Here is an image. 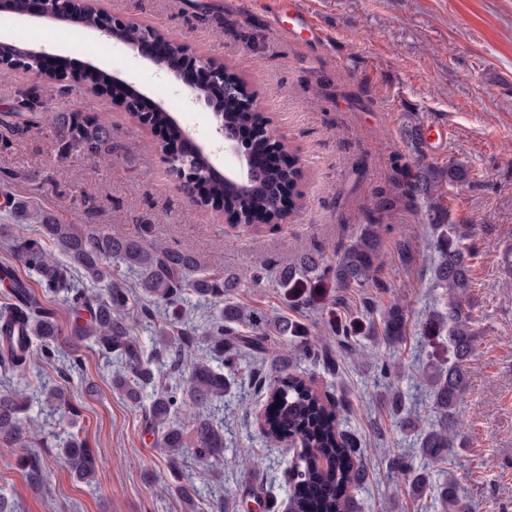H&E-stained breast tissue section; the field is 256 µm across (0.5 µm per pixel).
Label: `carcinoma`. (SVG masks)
<instances>
[{"mask_svg": "<svg viewBox=\"0 0 512 512\" xmlns=\"http://www.w3.org/2000/svg\"><path fill=\"white\" fill-rule=\"evenodd\" d=\"M102 12L76 8L74 20L81 28L100 24ZM30 48L15 43H0V72L27 70L35 66ZM77 81L95 95L107 93L112 101L123 100V89L113 86L112 76L104 69L81 72ZM202 93L221 100L224 125L252 129L260 122L256 112H245L238 102L224 96V88L208 85ZM131 119L154 127L171 128L169 113H129ZM58 156L83 152L96 158L112 155L110 123L104 115L61 112L50 115ZM179 155L190 162L202 182L196 194L207 204H218L224 212L236 211L237 199L248 204L251 226L274 224L281 216L275 204L289 191V211L299 207L302 173L292 162L276 165L248 183H226L209 174L210 162L185 142L176 145ZM467 179L466 168L454 161L445 168L421 166L406 181L400 194L383 192L370 210L368 222L349 243L330 259L317 252L304 253L297 264L281 269L275 286L283 291L302 288L313 278L332 279L339 288H381L378 279L382 227L385 215L405 199H422L425 216L434 229L437 260L431 267L434 287L443 289L445 311L435 312L425 322L426 330L448 328V344L453 361L426 377L430 387L433 423L420 430L416 455L437 462L455 448L452 433L455 411L466 389V362L479 332L475 328L471 298L472 248L464 241L471 237L468 224H450L444 204L445 187ZM7 251L26 272L37 277L40 287L62 298L74 317L70 332L60 324L57 309L46 304L11 266L0 268V281L8 284V303L0 309V366L16 377L17 385L0 391V438L26 442L29 434L22 426L21 414L28 407L27 376L35 355L46 361L62 357L69 372L83 370L80 346L92 342L99 351L115 359L118 371L111 377L112 389L137 405L146 425L161 434L160 449L171 458L173 481L166 484L169 494L181 504L183 512H194V486L183 482L179 465L191 458L198 462L215 459L224 452V424L202 413V409L224 400L236 384V371L249 359L271 360L267 389L266 442L291 437L301 443L298 462L293 468L290 500L293 512H363V504L353 490L364 481L365 463L355 457V440L342 428L343 399L335 401L321 395L307 380L291 371L288 359L269 343L270 337L283 338L305 361L335 370L331 352L312 330L285 315L271 316L250 305L232 300L241 277L230 270L207 272L190 251L174 248L153 239L152 225L140 224L133 235L89 233L79 224H60L48 218L33 237L16 235L6 242ZM131 274L143 290L144 301L136 302L126 275ZM90 282L103 288L99 294L84 287ZM195 300L219 307L206 320L202 333L187 327L185 304ZM162 305L161 322L153 306ZM150 319L155 347L145 351L134 338L135 329ZM334 336L344 342L364 335L374 343L394 347L403 341L408 329L405 307L390 305L380 325L373 322H343L330 315ZM178 356L180 380L164 381V359L170 351ZM217 361L224 369H216ZM43 402L69 415L77 416L64 390L44 387ZM392 414L401 427L415 423L403 416L401 394H390ZM191 426L192 439L186 441L184 424ZM60 459L71 473L89 483L97 468V456L86 443L73 439L60 448ZM388 479L396 485L407 484L416 496L429 495L446 512H465L456 483L449 474L435 481L425 467H417L408 458L395 455L389 460Z\"/></svg>", "mask_w": 512, "mask_h": 512, "instance_id": "cac0c4a2", "label": "carcinoma"}]
</instances>
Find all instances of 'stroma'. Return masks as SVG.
<instances>
[{"label": "stroma", "mask_w": 512, "mask_h": 512, "mask_svg": "<svg viewBox=\"0 0 512 512\" xmlns=\"http://www.w3.org/2000/svg\"><path fill=\"white\" fill-rule=\"evenodd\" d=\"M326 40L306 32L282 35L265 0H101L108 13L160 27L197 53L228 63L244 77L299 159L304 173L303 206L277 228L229 224L222 207L195 205L168 173L156 151L159 129L131 123L106 98L70 80L37 78L24 71L0 77V121L16 126L0 144V225L35 233L43 215L77 221L86 230L134 234L149 224L154 236L194 252L210 269L240 275L260 263L294 265L302 252L334 249L349 242L380 192L398 193L420 165L461 162L465 182L453 186L448 221L474 227L479 253L472 263L473 315L479 334L467 365V387L456 409L457 449L447 470L468 512H512V0H303ZM0 34L40 48L73 37L72 23L24 20L0 12ZM96 65L149 92L224 168L230 155L213 140L212 112L195 105L187 86L140 57L87 52ZM44 105L71 112L107 114L112 155L107 162L75 152L58 158L46 124H23L8 108L20 92ZM422 127L421 153L404 136ZM26 201L29 223L15 225L12 201ZM379 277L383 288H340L312 281L281 294L271 282L245 284L238 301L272 309L307 323L336 353V374L301 360L295 368L330 397L345 398L343 427L357 441L367 466L357 496L364 512H440L436 502L417 499L388 477L389 453L412 455L415 441L400 430L383 401L399 390L408 410L429 409L424 377L448 364V335H425L422 325L441 299L430 281L434 231L423 204L398 203L390 215ZM407 240L403 258L397 240ZM405 306L407 340L392 350L379 345L360 359L335 337L328 309L360 317L372 307L381 319L386 306ZM83 371L61 380L63 362L35 360L31 390L62 385L79 409L78 419L32 399L23 424L39 436L21 447L0 439V497L18 512H181L163 485L170 460L156 446L141 412L114 392L106 359L94 346L81 349ZM390 358L394 372L380 379L377 358ZM266 399L258 379H243L234 399L218 411L224 419V457L188 470L198 490L196 512H219L236 498L253 512H283L289 501L287 470L295 453L266 443L255 408ZM86 440L99 466L92 483L77 480L56 456L65 438ZM239 455L258 458L246 473L231 466ZM38 458V469L25 467Z\"/></svg>", "instance_id": "1"}]
</instances>
